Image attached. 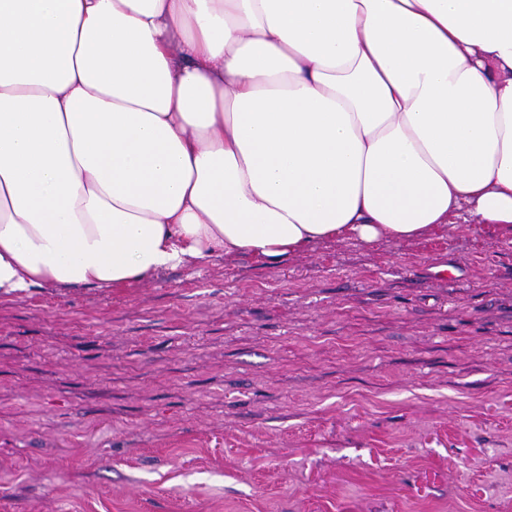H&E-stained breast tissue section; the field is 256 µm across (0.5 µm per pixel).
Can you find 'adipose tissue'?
Segmentation results:
<instances>
[{
	"label": "adipose tissue",
	"instance_id": "1",
	"mask_svg": "<svg viewBox=\"0 0 512 512\" xmlns=\"http://www.w3.org/2000/svg\"><path fill=\"white\" fill-rule=\"evenodd\" d=\"M512 233V0H0V298Z\"/></svg>",
	"mask_w": 512,
	"mask_h": 512
}]
</instances>
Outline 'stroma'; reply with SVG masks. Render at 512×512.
Segmentation results:
<instances>
[{
  "mask_svg": "<svg viewBox=\"0 0 512 512\" xmlns=\"http://www.w3.org/2000/svg\"><path fill=\"white\" fill-rule=\"evenodd\" d=\"M0 512H512V239L1 298Z\"/></svg>",
  "mask_w": 512,
  "mask_h": 512,
  "instance_id": "35a3bbf8",
  "label": "stroma"
}]
</instances>
